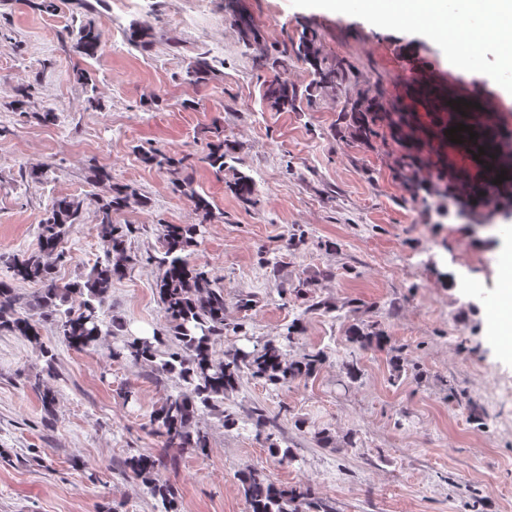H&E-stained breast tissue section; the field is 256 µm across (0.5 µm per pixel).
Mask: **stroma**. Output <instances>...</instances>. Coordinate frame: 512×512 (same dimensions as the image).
<instances>
[{"mask_svg": "<svg viewBox=\"0 0 512 512\" xmlns=\"http://www.w3.org/2000/svg\"><path fill=\"white\" fill-rule=\"evenodd\" d=\"M266 56L293 50L303 32L351 64L356 80L387 108L369 142L337 134L349 83L297 111L273 112L262 94L272 73L244 51L225 19L230 0H93L91 9L39 12L26 0H0V277L4 260L39 246L38 225L54 197L83 202L65 237L57 277L75 282L103 255L96 199L107 185L90 166L132 186L144 202L117 220L132 225L134 258L113 281L107 316L120 335L169 334L154 260L162 225L198 217L175 186L189 178L219 218L189 250L224 287V336L217 354L245 337L285 344L289 357L325 351L305 381L272 392L243 373L223 413H204L205 452L164 449L149 423L179 380L146 364L115 363L104 351H78L52 321L39 343L0 331V512H159L128 458L160 457V481L177 490L176 512H249L240 477L258 471L282 488H310L332 512H512V303L502 294L500 252L512 240V201L474 204L446 197L438 164L452 154L442 140L398 138L395 112L423 131L435 114L407 72L443 74L512 111V72L503 46L471 49L448 62V41L425 19L384 0V17L362 0H240ZM92 22L103 49L76 53L63 29ZM147 23V48L128 44L132 22ZM220 60L216 76L192 86L181 75L191 56ZM86 70L90 83L76 78ZM30 88L24 111L13 102ZM102 107L87 109L90 93ZM54 109L56 120L38 115ZM222 129L233 166L256 186L238 199L201 163ZM193 157L172 174L144 164L139 149ZM36 167L42 180L30 178ZM251 304L239 305L242 297ZM299 333L285 338L291 324ZM374 326L388 349L358 352L352 327ZM402 372H394L392 355ZM56 394L46 419L33 388ZM263 413L291 462L256 435ZM235 418L225 426L224 415Z\"/></svg>", "mask_w": 512, "mask_h": 512, "instance_id": "stroma-1", "label": "stroma"}]
</instances>
